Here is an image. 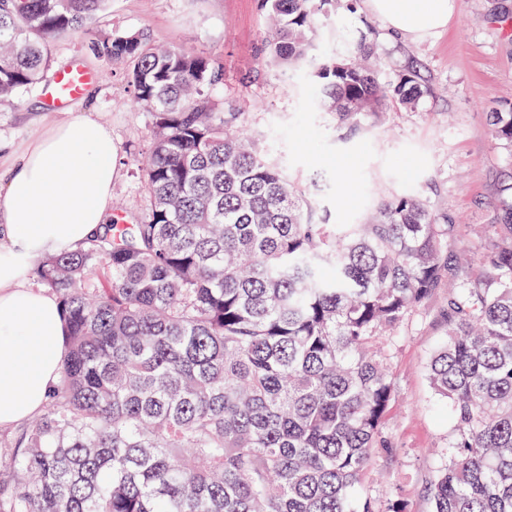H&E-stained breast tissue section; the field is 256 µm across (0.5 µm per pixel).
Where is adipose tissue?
<instances>
[{"label":"adipose tissue","instance_id":"1","mask_svg":"<svg viewBox=\"0 0 512 512\" xmlns=\"http://www.w3.org/2000/svg\"><path fill=\"white\" fill-rule=\"evenodd\" d=\"M393 35L447 27L456 0H366ZM112 134L70 113L20 158L0 186V426L32 420L57 383L66 348L55 295L32 284L41 258L101 233L112 210Z\"/></svg>","mask_w":512,"mask_h":512}]
</instances>
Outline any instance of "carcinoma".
Wrapping results in <instances>:
<instances>
[{"mask_svg":"<svg viewBox=\"0 0 512 512\" xmlns=\"http://www.w3.org/2000/svg\"><path fill=\"white\" fill-rule=\"evenodd\" d=\"M105 0H0V97L41 79L48 43ZM263 63L308 67L311 98L348 136L419 77L381 83L365 34L324 59L336 0H260ZM94 51L125 67L152 115L148 203L75 251L37 262L69 349L36 420L0 458V512H380L355 493L396 390L382 340L443 283L447 339L429 364L451 409L432 512H512V181L485 225V276L448 260V215L420 193L362 224H326L224 111L215 59L129 32ZM512 152V112L490 113Z\"/></svg>","mask_w":512,"mask_h":512,"instance_id":"obj_1","label":"carcinoma"}]
</instances>
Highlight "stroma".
Masks as SVG:
<instances>
[{"instance_id":"35a3bbf8","label":"stroma","mask_w":512,"mask_h":512,"mask_svg":"<svg viewBox=\"0 0 512 512\" xmlns=\"http://www.w3.org/2000/svg\"><path fill=\"white\" fill-rule=\"evenodd\" d=\"M129 31L220 60L224 81L214 96L246 111L248 132L300 181L327 223H359L380 199L417 191L453 224L449 251L468 257L469 272H481L478 227L497 212L512 175V154L498 148L489 130L490 113L512 102V0H458L447 28L421 39L393 37L364 5L337 4L316 34L318 53L345 56L361 33L373 32L380 79L395 81L415 67L424 89L415 106L386 105L353 137L344 136L334 114L313 106L308 70L262 65L269 28L259 0H108L88 34L49 44V67L75 62L93 74L70 109L92 113L111 130L112 205L133 214L147 203L138 165L150 150L151 116L135 105L123 67L91 48L92 41ZM46 89L42 81L0 98L1 170L64 119V111L50 108ZM447 300V288L436 289L383 344L396 388L384 425L389 445L360 486L381 512L396 501L407 512H431L427 482L443 461L450 430L448 407L430 388L428 363L445 339Z\"/></svg>"}]
</instances>
